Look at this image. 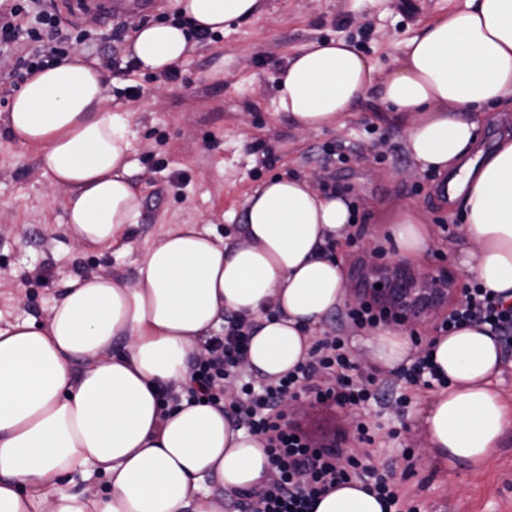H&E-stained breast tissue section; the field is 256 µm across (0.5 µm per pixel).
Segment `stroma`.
<instances>
[{"mask_svg": "<svg viewBox=\"0 0 512 512\" xmlns=\"http://www.w3.org/2000/svg\"><path fill=\"white\" fill-rule=\"evenodd\" d=\"M462 0H261L260 12L232 24L215 41L191 45L179 76L138 70L104 72L112 111L130 113L131 180L141 197L137 224L109 247H76L66 224L65 195L52 188L37 159L8 135L0 101V324L29 318L45 322L63 282L104 275L133 279L142 252L160 243L172 224H206L235 243L244 201L269 177L312 176L321 192L338 191L354 202L352 237L335 246L347 279L366 285L398 279L412 293L428 288L429 269L446 270L453 290L471 285L453 252L461 224L458 210L434 188L439 175L421 172L401 126L379 119L375 98L365 99L341 130L299 133L278 113L279 74L310 45L343 37L381 69L397 44L420 26L456 11ZM140 86L139 98L127 95ZM415 205L432 245L419 260L396 256L375 223L379 206ZM324 333L343 336L352 360L373 374L379 399L365 413L374 440L360 441L361 413L303 403L289 411L309 437L333 440L363 464L387 474L403 507L417 512H512V429L496 457L481 471L448 470L425 446L419 411L433 390L406 384L397 370L378 369L361 353L363 330L345 308L327 318Z\"/></svg>", "mask_w": 512, "mask_h": 512, "instance_id": "1", "label": "stroma"}]
</instances>
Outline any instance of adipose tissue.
I'll return each mask as SVG.
<instances>
[{"mask_svg":"<svg viewBox=\"0 0 512 512\" xmlns=\"http://www.w3.org/2000/svg\"><path fill=\"white\" fill-rule=\"evenodd\" d=\"M187 25L210 32L247 19L260 0H175ZM187 25L135 28L130 51L162 74L187 53ZM402 126L421 170L452 173L463 222L456 262L493 297L512 304V131L492 149L480 139L486 112H512V0H464L426 24L380 70L348 39L311 45L280 75L278 109L302 133L341 129L368 93ZM10 137L39 159L66 195L80 246L107 247L136 223L141 200L129 176V115L106 105L97 60L81 54L45 68L14 94ZM397 254L420 259L431 242L410 208L379 217ZM356 222L349 199L316 190L304 174L272 177L246 198L240 239L202 224H174L145 251L130 281L68 280L45 323L0 326V512H222L206 489H261L262 443L206 402L162 406L163 389L186 381L188 359L224 328L253 322L247 371L274 378L304 361L327 317L347 302L332 247ZM362 345L374 365L409 361L403 328L373 330ZM429 350L446 385L421 425L432 456L484 469L512 428L490 383L503 350L488 328L438 335ZM106 480L98 489L94 474ZM81 477L75 493L61 480ZM312 512H386L360 482L316 500Z\"/></svg>","mask_w":512,"mask_h":512,"instance_id":"obj_1","label":"adipose tissue"}]
</instances>
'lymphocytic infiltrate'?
Listing matches in <instances>:
<instances>
[{
  "mask_svg": "<svg viewBox=\"0 0 512 512\" xmlns=\"http://www.w3.org/2000/svg\"><path fill=\"white\" fill-rule=\"evenodd\" d=\"M70 47L61 37L54 8L36 0L32 8L14 4L0 9V52L13 54L15 66L0 80V97L19 82L65 57ZM488 326L498 336H512V306H504L480 285L468 288L463 300L441 324L448 333L462 326ZM253 324L237 315L226 318L224 333L206 341V359L193 362L180 392L166 391L163 402L208 401L228 404L234 419L248 432L262 436L270 458L266 486L234 501L236 512H309L310 502L337 483L359 478L397 506L399 496L386 475L363 466L359 457L341 448H318L299 427L283 425L284 398L307 394L320 404L360 408L375 400L372 377L363 375L348 356L342 337L330 334L312 346L304 364L279 378H254L244 371Z\"/></svg>",
  "mask_w": 512,
  "mask_h": 512,
  "instance_id": "obj_1",
  "label": "lymphocytic infiltrate"
}]
</instances>
